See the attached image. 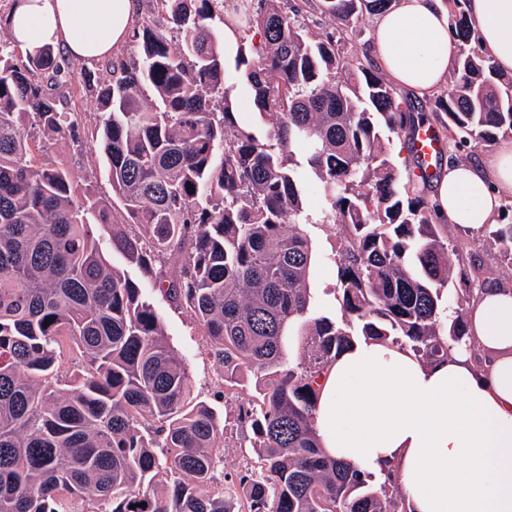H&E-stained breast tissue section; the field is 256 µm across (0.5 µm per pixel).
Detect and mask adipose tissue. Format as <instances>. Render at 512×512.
Here are the masks:
<instances>
[{
	"label": "adipose tissue",
	"mask_w": 512,
	"mask_h": 512,
	"mask_svg": "<svg viewBox=\"0 0 512 512\" xmlns=\"http://www.w3.org/2000/svg\"><path fill=\"white\" fill-rule=\"evenodd\" d=\"M480 45L512 76V0H466ZM138 0H13L5 19L20 48L50 46L93 62L124 45ZM443 0H396L372 25V56L398 89L426 99L448 85L453 37ZM512 196V141L448 164L434 185L436 220L478 228ZM492 352L478 371L467 352L423 365L413 354L358 343L327 373L314 415L323 448L361 471L395 464L416 512H512V290L485 288L468 312Z\"/></svg>",
	"instance_id": "1"
}]
</instances>
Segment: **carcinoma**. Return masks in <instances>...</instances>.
Listing matches in <instances>:
<instances>
[{
	"label": "carcinoma",
	"mask_w": 512,
	"mask_h": 512,
	"mask_svg": "<svg viewBox=\"0 0 512 512\" xmlns=\"http://www.w3.org/2000/svg\"><path fill=\"white\" fill-rule=\"evenodd\" d=\"M148 2L168 26L143 21L138 56L85 81L110 202L77 195L70 168L36 144L38 133L79 142L56 94L76 73L49 48L19 65L0 39V512H415L398 469L378 481L321 448L319 390L362 340L430 366L472 351L467 312L492 271L469 253L477 288L446 315L448 237L385 143L403 140L421 163L415 135L429 112L451 160L512 137V79L472 48L464 0H449L452 80L428 106L402 96L370 51L344 55L364 14L393 0H234L231 13L226 0ZM312 9L336 30L314 33ZM228 16L261 35L232 60ZM232 72L273 118L266 132L241 121ZM310 194L342 231L327 257L332 312L309 288ZM492 241L511 261L512 220ZM147 287L200 325L226 388L255 378L234 405L255 459L230 478L224 419L192 392ZM67 350L78 362L68 377Z\"/></svg>",
	"instance_id": "obj_1"
}]
</instances>
